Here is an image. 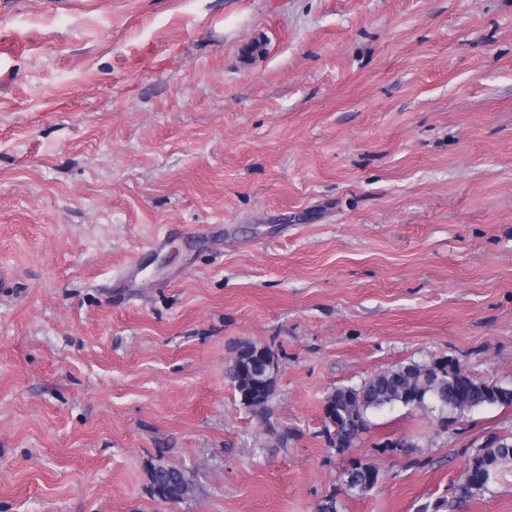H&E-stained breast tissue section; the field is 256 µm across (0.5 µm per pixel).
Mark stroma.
I'll list each match as a JSON object with an SVG mask.
<instances>
[{"mask_svg": "<svg viewBox=\"0 0 512 512\" xmlns=\"http://www.w3.org/2000/svg\"><path fill=\"white\" fill-rule=\"evenodd\" d=\"M1 269L0 512H512V464L462 487L512 406L322 419L399 362L512 386V0H0ZM268 355L273 352L250 342L237 346L235 357L225 368V376L232 388L238 393L242 404L262 414L268 401L274 394L275 384L266 380L265 364ZM148 477L152 497L161 501L178 502L192 492L187 471L181 467L161 461L151 463ZM350 480V485H357L359 493H364L372 489L379 481L380 471L377 467L371 464L357 463L353 468L346 470L343 474V485H347V480Z\"/></svg>", "mask_w": 512, "mask_h": 512, "instance_id": "obj_1", "label": "stroma"}]
</instances>
